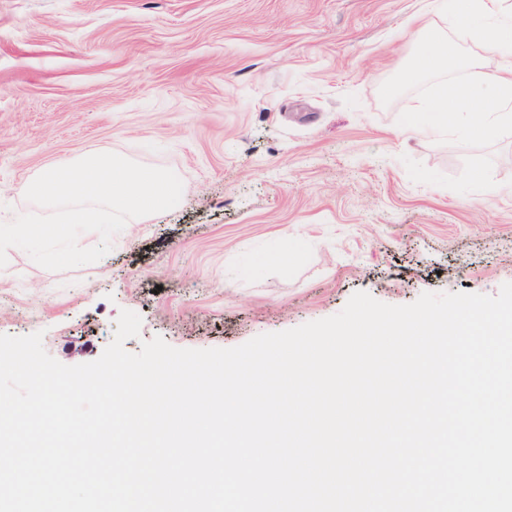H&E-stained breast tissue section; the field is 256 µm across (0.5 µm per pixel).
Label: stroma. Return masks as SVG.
<instances>
[{"mask_svg": "<svg viewBox=\"0 0 512 512\" xmlns=\"http://www.w3.org/2000/svg\"><path fill=\"white\" fill-rule=\"evenodd\" d=\"M437 0H0V222L88 144L173 170V209L127 221L64 271L21 248L0 334L96 360L121 310L138 337L232 348L340 312L358 291L497 294L512 282V136L484 149L397 136L416 97L380 86ZM284 254L287 265L267 263Z\"/></svg>", "mask_w": 512, "mask_h": 512, "instance_id": "1", "label": "stroma"}]
</instances>
